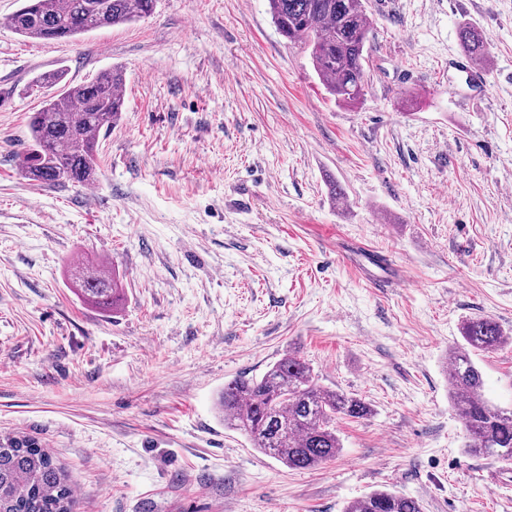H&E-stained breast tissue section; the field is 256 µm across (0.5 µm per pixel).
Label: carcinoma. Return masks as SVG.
I'll return each instance as SVG.
<instances>
[{"instance_id": "1", "label": "carcinoma", "mask_w": 512, "mask_h": 512, "mask_svg": "<svg viewBox=\"0 0 512 512\" xmlns=\"http://www.w3.org/2000/svg\"><path fill=\"white\" fill-rule=\"evenodd\" d=\"M272 19L288 40L311 48L315 71L336 99L354 102L367 83L364 67L372 30L363 0H268ZM156 0H24L9 16L20 36L72 39L92 30L150 16ZM464 53L483 63L487 47L472 25L459 29ZM125 75L119 69L69 87L42 102L29 120L30 146L21 168L43 184L93 182L100 133L120 118ZM80 295L100 307L120 300L116 279L102 267L76 275ZM464 343L449 350L448 395L461 417L467 452L512 460V410L492 405L472 359L512 338L490 318L474 317L461 328ZM216 406L224 426L290 469L305 470L336 458L341 450L336 419H364L372 409L361 399L322 387L313 370L294 353L274 362L260 378L224 384ZM0 512H77L66 471L34 439H0ZM344 512H422L420 502L391 490L373 491L348 503Z\"/></svg>"}]
</instances>
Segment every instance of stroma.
<instances>
[{"label":"stroma","mask_w":512,"mask_h":512,"mask_svg":"<svg viewBox=\"0 0 512 512\" xmlns=\"http://www.w3.org/2000/svg\"><path fill=\"white\" fill-rule=\"evenodd\" d=\"M0 0V438L37 440L78 512H512V463L469 454L448 398L461 327L512 337V0H364V96L329 95L267 0H158L65 41ZM485 76L462 80V23ZM126 74L94 184L24 177L35 77ZM345 191L332 197L334 186ZM101 265L104 311L73 286ZM299 352L368 402L334 460L292 470L225 428V383ZM512 408V341L474 357ZM460 43L464 53L471 59L483 63L487 59V47L482 34L472 25L464 24L459 29ZM469 58H460L457 62V71L468 80L470 76L480 72L474 62ZM420 502L391 490L373 491L348 503L343 512H422Z\"/></svg>","instance_id":"35a3bbf8"}]
</instances>
